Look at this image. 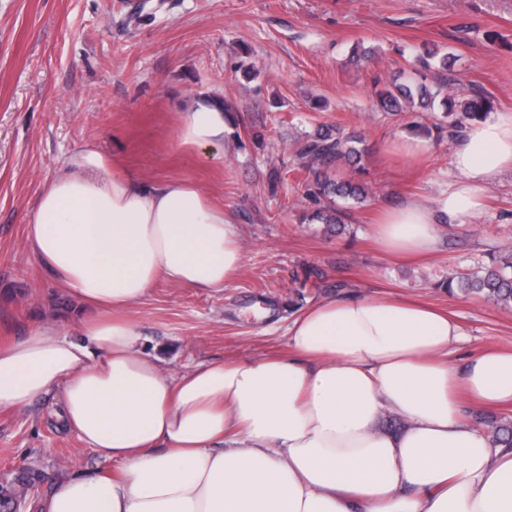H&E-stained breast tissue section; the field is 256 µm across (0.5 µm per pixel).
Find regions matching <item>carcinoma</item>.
Segmentation results:
<instances>
[{"label": "carcinoma", "instance_id": "cac0c4a2", "mask_svg": "<svg viewBox=\"0 0 512 512\" xmlns=\"http://www.w3.org/2000/svg\"><path fill=\"white\" fill-rule=\"evenodd\" d=\"M443 84L437 83V89L420 82L411 87L407 84L393 82L380 92L381 107L390 112H408L414 105L422 108L430 106L432 100L440 94ZM445 116L454 120L448 124L436 126L439 135H448L454 140L467 124L482 120L488 115L487 105L478 100L464 103L460 109L455 101L444 99ZM296 155L300 160V169L305 175L307 193L321 203L314 214L317 221L346 226L348 214L338 201H364L370 188L355 182L351 176L344 174L346 168L359 166L365 155L364 139L355 132L347 131L341 125H325L307 135L297 143ZM451 296L463 294L476 296L496 304L512 305V250L497 256L493 255L490 264L478 267L475 271L455 272L441 284ZM493 444L512 448V425L494 426Z\"/></svg>", "mask_w": 512, "mask_h": 512}]
</instances>
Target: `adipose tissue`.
Here are the masks:
<instances>
[{
    "label": "adipose tissue",
    "instance_id": "1",
    "mask_svg": "<svg viewBox=\"0 0 512 512\" xmlns=\"http://www.w3.org/2000/svg\"><path fill=\"white\" fill-rule=\"evenodd\" d=\"M227 124L222 104L195 97L178 136L218 152ZM451 164L447 190L382 214L381 251L430 254L440 226L482 211L512 173V110L469 125ZM26 232L89 313L77 338L46 325L0 345V409L59 391L65 426L112 466L59 481L46 512H512V449L468 413L512 407V349L457 366L448 350L465 332L447 312L337 297L293 319L284 353L172 376L126 311L161 280L223 291L244 263L223 207L191 182L115 175L92 140L46 183Z\"/></svg>",
    "mask_w": 512,
    "mask_h": 512
}]
</instances>
